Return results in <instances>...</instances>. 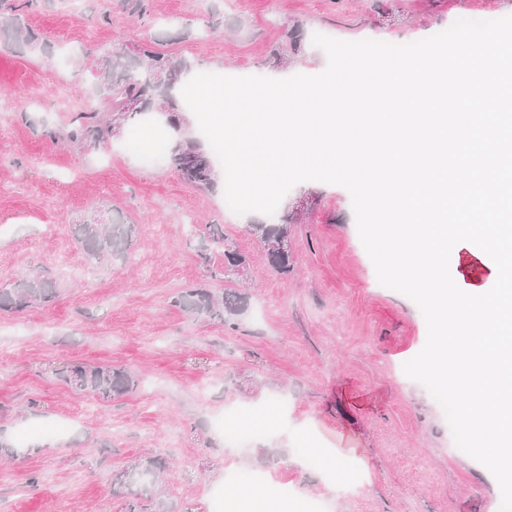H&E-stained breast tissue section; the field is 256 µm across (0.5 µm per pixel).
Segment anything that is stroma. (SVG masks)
<instances>
[{"mask_svg": "<svg viewBox=\"0 0 512 512\" xmlns=\"http://www.w3.org/2000/svg\"><path fill=\"white\" fill-rule=\"evenodd\" d=\"M0 0L46 46L0 45V288L21 272L48 270L54 302L0 311V440L17 453L0 462V512H119L112 480L132 460L166 464L159 487L178 512H499L492 473L449 453L440 406L403 365L424 347L418 305L381 285L357 230L349 191L303 181L291 226L294 267L275 272L223 184H184L167 160L146 163L179 135L139 124L106 147L62 141L74 113L93 105L92 58L143 42L188 62L191 73L316 75L327 55L314 33L344 41L409 44L459 17L512 16V0ZM303 36L288 52V34ZM132 224V246L108 262L88 259L71 226L100 208ZM196 224L218 225L247 254V311L237 328L173 307L179 291L207 279ZM75 363L122 367L139 380L102 400L60 378ZM250 431L229 446L214 423L225 412ZM319 455L306 468L299 452ZM360 470L361 487L332 476L330 454ZM289 483L293 501L258 495L253 483Z\"/></svg>", "mask_w": 512, "mask_h": 512, "instance_id": "obj_1", "label": "stroma"}]
</instances>
